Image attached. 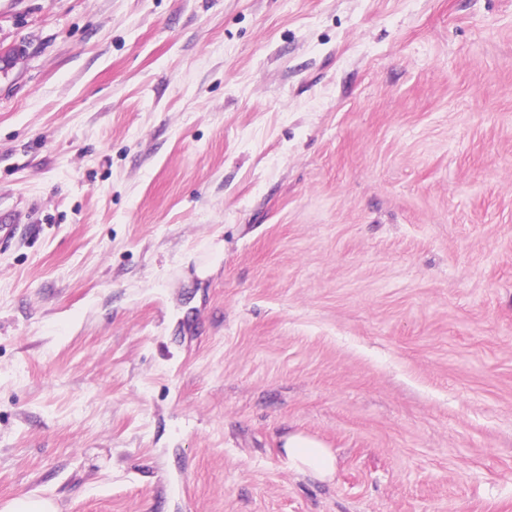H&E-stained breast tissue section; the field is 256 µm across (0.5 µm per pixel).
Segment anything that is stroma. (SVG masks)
<instances>
[{
  "label": "stroma",
  "instance_id": "1",
  "mask_svg": "<svg viewBox=\"0 0 512 512\" xmlns=\"http://www.w3.org/2000/svg\"><path fill=\"white\" fill-rule=\"evenodd\" d=\"M0 50V505L512 512V0H0ZM282 448L294 470L312 472L321 479H330L336 471L335 457L322 442L300 432H288ZM3 512H56V506L49 498L16 499L4 506Z\"/></svg>",
  "mask_w": 512,
  "mask_h": 512
}]
</instances>
